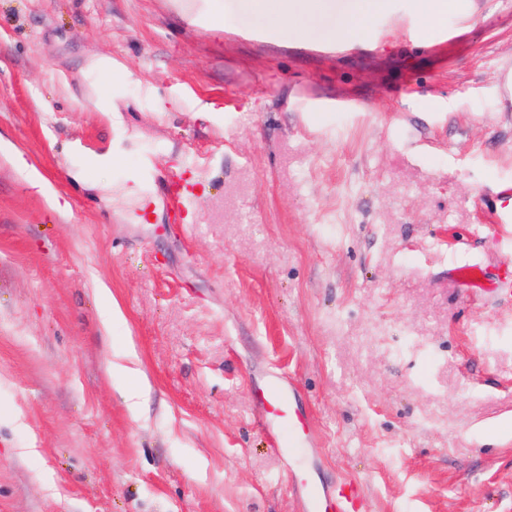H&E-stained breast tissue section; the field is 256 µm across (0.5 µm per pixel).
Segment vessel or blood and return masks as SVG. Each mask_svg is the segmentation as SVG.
<instances>
[{"label": "vessel or blood", "instance_id": "vessel-or-blood-1", "mask_svg": "<svg viewBox=\"0 0 512 512\" xmlns=\"http://www.w3.org/2000/svg\"><path fill=\"white\" fill-rule=\"evenodd\" d=\"M166 196L169 205L177 210L185 211L192 206L191 187L182 178H174L168 183ZM454 275L459 281L489 294L498 286L512 284V279L506 277L496 284L490 282L484 270L475 265L457 268ZM258 404L271 421V447L282 456L299 459L308 441L309 430L298 408L297 390L280 378H269ZM293 492L298 501V512H363L364 504L358 489L350 481L319 484L303 472L294 482Z\"/></svg>", "mask_w": 512, "mask_h": 512}]
</instances>
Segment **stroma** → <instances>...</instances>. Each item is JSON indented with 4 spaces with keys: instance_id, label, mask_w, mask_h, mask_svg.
Segmentation results:
<instances>
[{
    "instance_id": "35a3bbf8",
    "label": "stroma",
    "mask_w": 512,
    "mask_h": 512,
    "mask_svg": "<svg viewBox=\"0 0 512 512\" xmlns=\"http://www.w3.org/2000/svg\"><path fill=\"white\" fill-rule=\"evenodd\" d=\"M261 28L247 0L220 30L176 0H0V512H296L257 407L273 372L308 468L367 512H512V291L452 277L512 266V0L421 39L381 15L355 43ZM97 56L112 120L86 107ZM84 151L121 165L89 188ZM146 154L132 210L112 189ZM130 350L137 416L111 375ZM167 201L178 211H187L192 208L193 196L191 185L181 177L173 178L166 189ZM453 274L459 281L466 282L472 287L479 288L488 294L496 291L497 287L512 284V279H509L508 274H505L497 283L490 282L484 270L475 265L459 267L453 271ZM149 386L145 382L130 384L122 387L121 393L124 403L132 414H137L149 394Z\"/></svg>"
}]
</instances>
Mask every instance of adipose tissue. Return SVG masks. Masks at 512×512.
Returning a JSON list of instances; mask_svg holds the SVG:
<instances>
[{"instance_id": "obj_1", "label": "adipose tissue", "mask_w": 512, "mask_h": 512, "mask_svg": "<svg viewBox=\"0 0 512 512\" xmlns=\"http://www.w3.org/2000/svg\"><path fill=\"white\" fill-rule=\"evenodd\" d=\"M386 0H249L253 17L297 37L361 39Z\"/></svg>"}]
</instances>
